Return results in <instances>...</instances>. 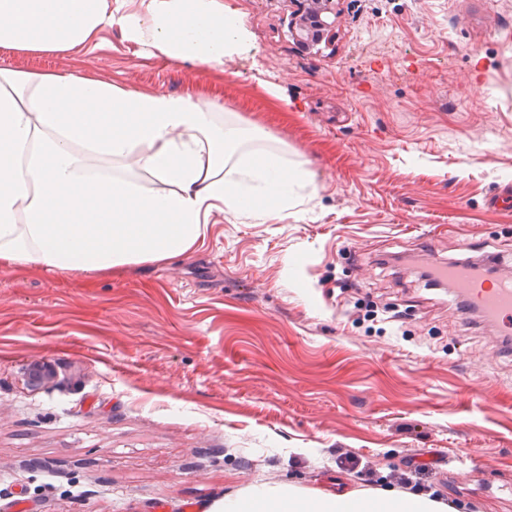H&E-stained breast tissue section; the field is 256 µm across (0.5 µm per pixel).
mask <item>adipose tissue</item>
Listing matches in <instances>:
<instances>
[{
	"mask_svg": "<svg viewBox=\"0 0 512 512\" xmlns=\"http://www.w3.org/2000/svg\"><path fill=\"white\" fill-rule=\"evenodd\" d=\"M118 26L169 62L250 51L224 0H0V50L72 56ZM111 161L108 173L91 159ZM155 178L131 180L126 168ZM284 142L188 95L141 93L92 73L0 67V265L91 274L189 251L212 214L253 221L309 185ZM395 489L254 483L221 512H448Z\"/></svg>",
	"mask_w": 512,
	"mask_h": 512,
	"instance_id": "adipose-tissue-1",
	"label": "adipose tissue"
}]
</instances>
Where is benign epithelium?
<instances>
[{"label": "benign epithelium", "mask_w": 512, "mask_h": 512, "mask_svg": "<svg viewBox=\"0 0 512 512\" xmlns=\"http://www.w3.org/2000/svg\"><path fill=\"white\" fill-rule=\"evenodd\" d=\"M288 30L303 49L330 44L336 34V0H289Z\"/></svg>", "instance_id": "obj_1"}]
</instances>
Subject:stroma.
Masks as SVG:
<instances>
[{"label":"stroma","mask_w":512,"mask_h":512,"mask_svg":"<svg viewBox=\"0 0 512 512\" xmlns=\"http://www.w3.org/2000/svg\"><path fill=\"white\" fill-rule=\"evenodd\" d=\"M224 2L254 51L220 66L165 62L115 27L72 60L0 50L217 104L285 142L314 188L263 222L216 217L164 262L0 267V512L21 496L215 512L259 481L390 488L410 462L454 512H512V353L417 267L376 264L475 245L512 264V206L490 204L512 185V0H340L334 44L312 52L288 0Z\"/></svg>","instance_id":"1"}]
</instances>
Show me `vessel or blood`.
I'll use <instances>...</instances> for the list:
<instances>
[{
	"label": "vessel or blood",
	"mask_w": 512,
	"mask_h": 512,
	"mask_svg": "<svg viewBox=\"0 0 512 512\" xmlns=\"http://www.w3.org/2000/svg\"><path fill=\"white\" fill-rule=\"evenodd\" d=\"M444 271L449 281L490 316L500 335H512L511 270L500 269L495 278L483 280L474 275L470 268L461 265L445 266Z\"/></svg>",
	"instance_id": "b4317fda"
}]
</instances>
